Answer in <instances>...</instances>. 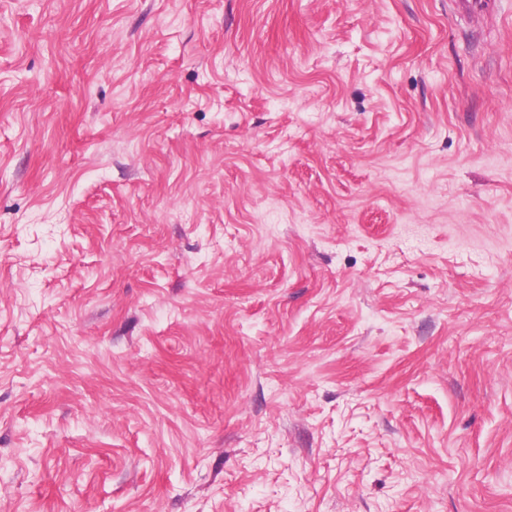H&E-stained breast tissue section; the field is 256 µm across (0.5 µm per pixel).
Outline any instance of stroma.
Masks as SVG:
<instances>
[{"label":"stroma","mask_w":512,"mask_h":512,"mask_svg":"<svg viewBox=\"0 0 512 512\" xmlns=\"http://www.w3.org/2000/svg\"><path fill=\"white\" fill-rule=\"evenodd\" d=\"M0 512H512V0H0Z\"/></svg>","instance_id":"obj_1"}]
</instances>
